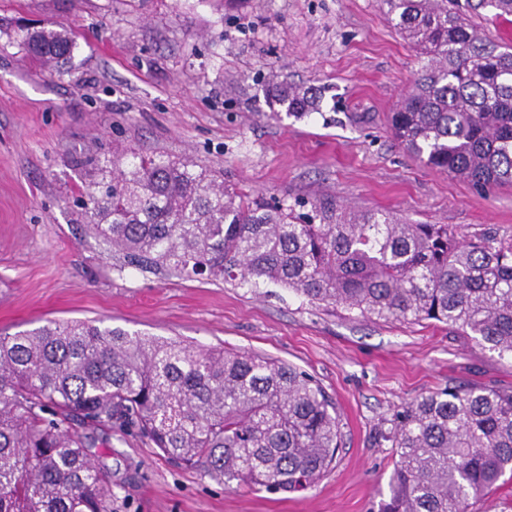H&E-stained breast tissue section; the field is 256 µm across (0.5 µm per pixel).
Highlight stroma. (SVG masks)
<instances>
[{"mask_svg": "<svg viewBox=\"0 0 512 512\" xmlns=\"http://www.w3.org/2000/svg\"><path fill=\"white\" fill-rule=\"evenodd\" d=\"M57 23L77 47L55 72L29 59L19 34ZM422 65L379 0H0V334L100 320L257 353L312 374L337 408L343 446L298 493L227 486L127 429H96L113 512H379L394 410L450 386L512 390V359L439 323L124 266L72 202L98 162L132 147L222 172L270 202L328 198L511 240V187L485 192L393 138L389 114ZM273 72L320 88V111L271 117Z\"/></svg>", "mask_w": 512, "mask_h": 512, "instance_id": "stroma-1", "label": "stroma"}]
</instances>
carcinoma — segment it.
<instances>
[{"instance_id": "1", "label": "carcinoma", "mask_w": 512, "mask_h": 512, "mask_svg": "<svg viewBox=\"0 0 512 512\" xmlns=\"http://www.w3.org/2000/svg\"><path fill=\"white\" fill-rule=\"evenodd\" d=\"M422 70L390 124L424 164L486 191L512 185V0H380ZM46 68L71 59L64 25L21 36ZM273 116H308L309 88L274 83ZM82 193L87 229L126 266L183 279L284 287L311 303L379 320H432L512 357V243L472 241L447 224L316 199L270 206L216 172L129 149ZM137 430L167 458L226 485L300 492L341 447L336 405L304 370L259 354L50 321L0 336V512H112L95 438L77 425ZM382 512H468L512 471V391L448 388L397 409Z\"/></svg>"}]
</instances>
